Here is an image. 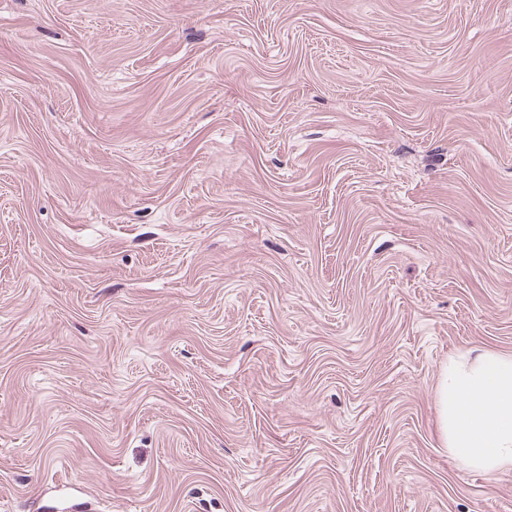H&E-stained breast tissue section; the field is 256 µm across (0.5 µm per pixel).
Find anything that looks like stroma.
Wrapping results in <instances>:
<instances>
[{
    "label": "stroma",
    "mask_w": 512,
    "mask_h": 512,
    "mask_svg": "<svg viewBox=\"0 0 512 512\" xmlns=\"http://www.w3.org/2000/svg\"><path fill=\"white\" fill-rule=\"evenodd\" d=\"M474 348L512 0H0V512H512ZM474 350L448 359L437 387L439 430L465 468L512 470V355Z\"/></svg>",
    "instance_id": "obj_1"
}]
</instances>
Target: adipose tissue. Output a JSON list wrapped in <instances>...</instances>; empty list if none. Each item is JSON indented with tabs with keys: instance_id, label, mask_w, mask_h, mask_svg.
<instances>
[{
	"instance_id": "ef3b65f1",
	"label": "adipose tissue",
	"mask_w": 512,
	"mask_h": 512,
	"mask_svg": "<svg viewBox=\"0 0 512 512\" xmlns=\"http://www.w3.org/2000/svg\"><path fill=\"white\" fill-rule=\"evenodd\" d=\"M436 394L450 456L476 472L512 470V355L469 350L449 358Z\"/></svg>"
}]
</instances>
